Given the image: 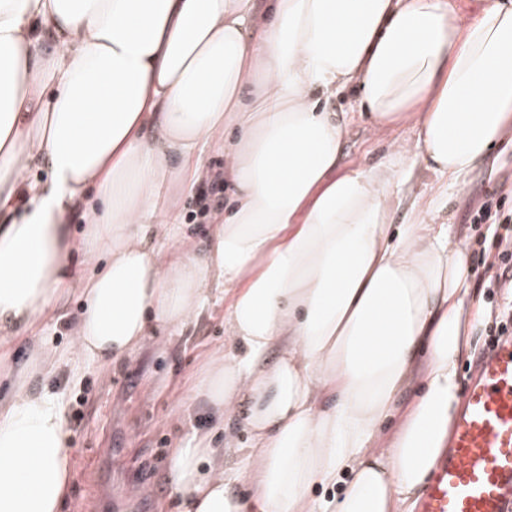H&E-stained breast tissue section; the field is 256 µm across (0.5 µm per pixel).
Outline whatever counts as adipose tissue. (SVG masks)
Wrapping results in <instances>:
<instances>
[{
    "label": "adipose tissue",
    "mask_w": 512,
    "mask_h": 512,
    "mask_svg": "<svg viewBox=\"0 0 512 512\" xmlns=\"http://www.w3.org/2000/svg\"><path fill=\"white\" fill-rule=\"evenodd\" d=\"M350 88L356 111L324 108ZM359 119L387 156L344 169ZM511 127L512 0L465 26L448 0H0V350L75 290V353L118 360L220 286L226 347L192 395L221 420L248 400L249 493L225 481L234 435L196 437L170 458L183 512H311L345 474L320 512H412L481 309L436 218ZM210 146L232 209L200 252L174 239L175 199ZM77 245L91 275L70 272ZM67 439L50 394L0 401V512H60Z\"/></svg>",
    "instance_id": "1"
}]
</instances>
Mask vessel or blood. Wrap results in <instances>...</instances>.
<instances>
[{"label": "vessel or blood", "mask_w": 512, "mask_h": 512, "mask_svg": "<svg viewBox=\"0 0 512 512\" xmlns=\"http://www.w3.org/2000/svg\"><path fill=\"white\" fill-rule=\"evenodd\" d=\"M418 512H512V334L496 337L464 387Z\"/></svg>", "instance_id": "b4317fda"}]
</instances>
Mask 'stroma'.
<instances>
[{
  "mask_svg": "<svg viewBox=\"0 0 512 512\" xmlns=\"http://www.w3.org/2000/svg\"><path fill=\"white\" fill-rule=\"evenodd\" d=\"M386 150L384 141L356 124L347 135L340 164L347 168L364 159L375 162ZM211 192V183L198 182L179 205L181 234L199 245L208 241L211 216L219 211L214 205L208 214L199 212V198ZM488 202L498 204L502 213L512 212V153L503 158L495 176L473 172L444 213L450 235L469 251L473 291L483 306L482 314L468 323L473 346L459 363L463 383L487 348L502 302L484 275L499 263L494 229L472 221ZM82 309L79 293L70 292L61 299L59 316L39 322L36 337L57 353L52 369L35 365L32 338L16 342L7 368H0V397L9 395L19 381L30 392L49 393L65 406L71 477L63 512H179L168 459L179 440L215 432L216 419L192 400L191 390L210 357L224 348V301L219 291H212L185 329L148 337L140 352L113 364L73 354V330ZM247 412V403H239L238 418L231 423L239 448L224 453L225 478L240 495L246 492L243 450L250 445V434L239 420Z\"/></svg>",
  "mask_w": 512,
  "mask_h": 512,
  "instance_id": "1",
  "label": "stroma"
}]
</instances>
